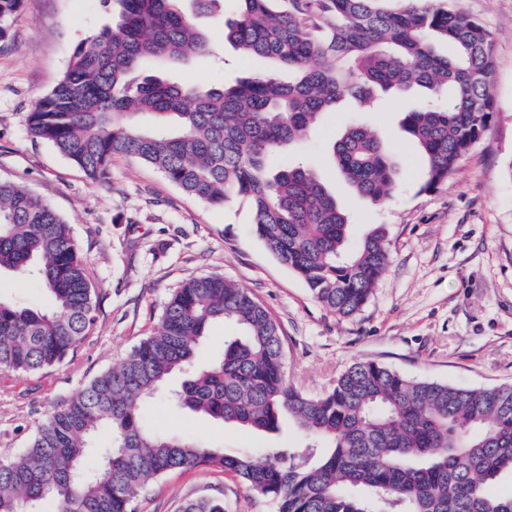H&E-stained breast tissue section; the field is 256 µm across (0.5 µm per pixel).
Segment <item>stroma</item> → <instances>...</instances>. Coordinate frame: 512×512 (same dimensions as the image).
<instances>
[{"label":"stroma","instance_id":"35a3bbf8","mask_svg":"<svg viewBox=\"0 0 512 512\" xmlns=\"http://www.w3.org/2000/svg\"><path fill=\"white\" fill-rule=\"evenodd\" d=\"M493 35L496 116L448 180L420 191L423 160L400 131L414 97L389 98L372 110L346 104L319 129L280 153L315 165L348 209L351 237L386 229L389 262L360 312L340 318L312 296L254 235L248 203L209 206L154 168L119 157L109 182L91 183L51 143L33 137L29 114L67 68L75 47L110 22L102 0H23L0 39V179L49 202L87 257L96 323L53 367L0 373V459L28 448L38 421L97 375L119 364L156 328L171 294L188 279L219 274L247 288L280 326L289 383L310 396L330 389L348 367L374 361L413 380L460 388L512 386V0H456ZM210 54L168 69L190 84L219 86L259 74L269 63L241 55L219 20L201 17ZM376 128L394 150L399 188L375 205L334 175L329 146L347 126ZM0 301L53 309L38 281L0 273ZM152 429L211 447H294L291 426L258 433L171 408L143 409ZM222 500L225 512H276L230 474L211 467L174 471L147 485L136 512H179L188 500Z\"/></svg>","mask_w":512,"mask_h":512}]
</instances>
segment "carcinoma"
Returning a JSON list of instances; mask_svg holds the SVG:
<instances>
[{
  "mask_svg": "<svg viewBox=\"0 0 512 512\" xmlns=\"http://www.w3.org/2000/svg\"><path fill=\"white\" fill-rule=\"evenodd\" d=\"M112 24L79 43L66 70L29 116L46 140L94 183L112 159L157 169L186 194L223 206L246 198L253 230L328 311L350 317L367 303L389 252L383 226L349 246V213L321 173L272 157L302 140L346 98L425 95L400 121L426 160L420 191L448 180L495 116L494 44L477 19L448 0H104ZM225 38L274 68L216 88L145 74L144 63L180 64L209 53L195 17L224 3ZM22 0H0V38ZM333 167L359 197L382 204L398 167L381 136L353 124L332 142ZM37 278L50 312L0 302V371L31 373L60 362L96 321L88 263L66 222L21 185L0 180V272ZM229 322L224 354L195 356L210 327ZM181 409L257 431L289 422L306 442L215 449L143 421L142 406L166 397ZM102 430L97 470L84 460ZM220 468L271 499L277 512H512V387L465 389L411 380L373 361L352 364L331 389L308 397L288 384L276 321L252 293L219 275L185 282L156 331L116 367L77 390L38 423L30 447L0 465V512H134L137 492L173 470ZM181 512H224L219 500Z\"/></svg>",
  "mask_w": 512,
  "mask_h": 512,
  "instance_id": "obj_1",
  "label": "carcinoma"
}]
</instances>
